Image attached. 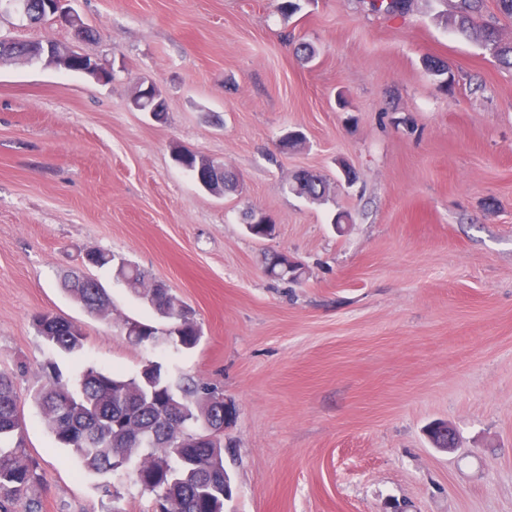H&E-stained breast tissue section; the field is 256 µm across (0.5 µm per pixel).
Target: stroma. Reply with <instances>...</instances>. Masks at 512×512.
Segmentation results:
<instances>
[{"label":"stroma","mask_w":512,"mask_h":512,"mask_svg":"<svg viewBox=\"0 0 512 512\" xmlns=\"http://www.w3.org/2000/svg\"><path fill=\"white\" fill-rule=\"evenodd\" d=\"M278 2L70 0L83 41L50 17L0 18V35L66 43L112 72L0 64V371L38 474L12 512H155L133 468L88 472L55 442L34 400L49 361L70 381L154 362L217 385L237 410L224 512H512V70L441 19V0L391 19L364 0H304L288 19ZM141 79L163 118L130 108ZM288 130L305 140L283 154ZM178 147L233 169L241 193L201 188ZM301 170L327 179L328 202L291 190ZM250 207L274 238L247 232ZM93 250L195 309L197 346L130 342L124 322L155 315L111 268L84 264ZM274 251L308 280L269 279ZM74 272L106 288L108 317L65 292ZM43 312L80 325V353L37 334ZM438 421L454 452L431 446Z\"/></svg>","instance_id":"1"}]
</instances>
